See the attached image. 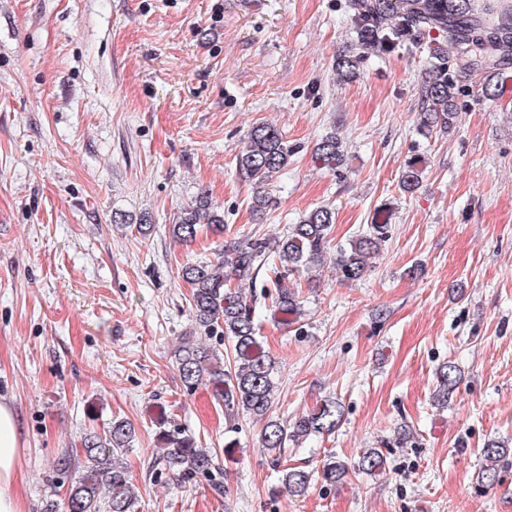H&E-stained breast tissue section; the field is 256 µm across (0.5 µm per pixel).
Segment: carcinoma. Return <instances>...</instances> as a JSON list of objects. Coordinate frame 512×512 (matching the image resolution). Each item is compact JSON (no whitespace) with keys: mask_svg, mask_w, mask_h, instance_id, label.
<instances>
[{"mask_svg":"<svg viewBox=\"0 0 512 512\" xmlns=\"http://www.w3.org/2000/svg\"><path fill=\"white\" fill-rule=\"evenodd\" d=\"M348 9L357 40L366 48L387 51L417 33L431 36L434 46L430 47L424 68L417 111V128L422 136L428 138L438 130L446 132L455 127L459 115L456 74L480 70L485 74L484 95L490 100L500 95L501 62L512 51L511 13L500 14L488 4L479 9L475 0H349ZM336 75L344 81L356 78L359 57L347 53L337 56ZM291 155L292 149L272 125H256L244 137L236 161L239 173L256 186L253 211L262 213L269 206L270 197L263 186L288 164ZM313 156L323 166L334 169L341 165L344 154L339 140L330 134L315 145ZM422 163V159L415 158L402 171L400 185L404 191L418 188ZM333 224L334 209L316 207L291 225L276 244L279 264L274 266V281L302 267H320L327 262L336 265L348 280L361 278L370 267V260L380 254L388 241V225L375 222L367 233L332 253L329 244ZM203 227L218 234L224 232V216L204 193L182 210L170 232L172 238L189 245ZM270 257L269 243L255 238L224 245L215 262L183 266L182 278L191 285L190 306L196 323L231 340L234 357L233 367L226 369L218 352L186 339L176 349L175 359L186 388L208 387L228 415L241 412L262 421L261 447L278 458L290 444L298 446L313 435L334 433L344 412L338 400L325 399L291 424L269 414L274 361L258 336L256 306L231 282L253 279ZM271 303L274 313L287 323L304 312L303 300L291 288L276 287ZM435 377L432 401L443 408L460 380L459 370L447 362L438 367ZM135 435L132 424L120 418L112 419L101 432L85 433L77 461H72L68 453L55 461L57 472L72 471L74 475L63 503L50 501L45 512H135L133 475L123 459L132 448ZM161 438L162 453L150 463V469L171 472L185 480L203 477L216 495H224V483L209 450L196 447L195 440L179 428L163 431ZM482 453L485 466L478 478L492 482L497 463L512 454V449L490 441ZM386 463L387 456L381 449L367 448L352 466L331 456L314 473L299 467H287L280 473L288 494L302 497L317 478L334 485L346 477L351 467L374 474L384 470Z\"/></svg>","mask_w":512,"mask_h":512,"instance_id":"carcinoma-1","label":"carcinoma"}]
</instances>
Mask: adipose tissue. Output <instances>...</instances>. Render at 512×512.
Masks as SVG:
<instances>
[{
	"label": "adipose tissue",
	"instance_id": "ef3b65f1",
	"mask_svg": "<svg viewBox=\"0 0 512 512\" xmlns=\"http://www.w3.org/2000/svg\"><path fill=\"white\" fill-rule=\"evenodd\" d=\"M18 443L16 415L8 404L0 403V512H25Z\"/></svg>",
	"mask_w": 512,
	"mask_h": 512
}]
</instances>
